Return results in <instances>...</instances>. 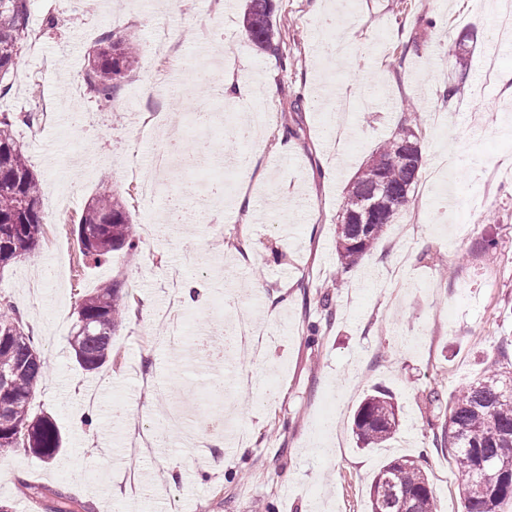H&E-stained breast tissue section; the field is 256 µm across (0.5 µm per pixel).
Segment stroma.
<instances>
[{
	"label": "stroma",
	"mask_w": 512,
	"mask_h": 512,
	"mask_svg": "<svg viewBox=\"0 0 512 512\" xmlns=\"http://www.w3.org/2000/svg\"><path fill=\"white\" fill-rule=\"evenodd\" d=\"M333 0H273L274 51L251 44L243 29L248 0L218 9L196 0H109L72 8L64 0H31L29 38L0 112H35L15 135L40 183L42 233L27 259L0 268V299L19 311L47 373L31 400L51 417L62 447L51 463L28 449L0 455V507L16 512L20 484L40 486L35 512L55 491L94 512H370L369 487L383 463L408 455L421 462L440 512H463L459 476L447 451L435 448L429 423H443L445 404L485 369L512 373V176L489 199L472 174L512 168V95L485 81L481 57L495 50L498 70L512 72V43L494 42L499 0H334L336 24H322ZM357 45L331 57L340 31ZM176 50L151 58L157 31ZM473 30L467 75L453 103L442 91L458 79L454 41ZM135 42L140 56L111 102L86 86L85 70L103 35ZM224 45L235 74L253 91L247 107L268 113L257 144L232 135L236 113L191 71L202 45ZM223 113L201 141L211 152L247 154L249 169L224 170L223 205L200 203L204 165L168 177L151 206L140 182L164 131L181 136L191 100ZM417 114L420 179L446 164L454 198L445 223L434 195L414 193L401 220L415 233L388 228L376 249L350 272L336 260V226L347 187L363 164ZM75 112L91 126L76 127ZM291 115L289 136L281 113ZM119 197L135 226L136 258L82 257L75 232L82 211L102 190ZM252 210L236 209L239 197ZM491 238L488 249L483 239ZM192 285L183 303L185 330H207L222 314L234 322L257 315L264 357L242 349L222 365H199L190 349L164 338L170 274ZM116 282L127 310L112 340V359L89 373L69 339L84 296ZM252 385L221 401L226 371ZM400 407V432L383 448H360L353 415L374 387ZM438 392L442 407L429 401ZM185 395L196 417L223 407L240 444L211 435L207 447L186 444L166 411Z\"/></svg>",
	"instance_id": "35a3bbf8"
}]
</instances>
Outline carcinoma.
Masks as SVG:
<instances>
[{"label":"carcinoma","mask_w":512,"mask_h":512,"mask_svg":"<svg viewBox=\"0 0 512 512\" xmlns=\"http://www.w3.org/2000/svg\"><path fill=\"white\" fill-rule=\"evenodd\" d=\"M30 0H0V94L10 91L3 80L13 71L23 47ZM250 42L273 45L270 0H250L244 23ZM139 49L127 41L102 38L85 81L98 98L109 101L138 60ZM31 112L0 114V267L31 255L41 234L43 216L38 180L30 170L14 134L16 122L32 123ZM406 133L400 126L359 171L343 208L350 217L362 200L383 181L402 192L379 223L358 237L359 225H336V256L340 272L356 267L412 201L419 170L401 162ZM135 227L129 213L103 191L83 211L78 224L81 254L95 262L114 252L131 255ZM125 304L117 284L104 282L86 296L78 311L70 345L78 364L88 372L102 368L112 353V335L122 322ZM46 374V365L25 332L21 315L9 306L0 310V453L20 444L49 462L61 447L55 422L30 413V399ZM400 427L399 406L389 393L375 389L358 406L352 430L363 448L391 440ZM435 447L448 451L459 476L464 512H499L512 500V380L489 369L460 391L448 409V419L433 433ZM412 512H438L437 500L418 461L402 456L384 464L370 485L371 512H402L407 496Z\"/></svg>","instance_id":"1"}]
</instances>
